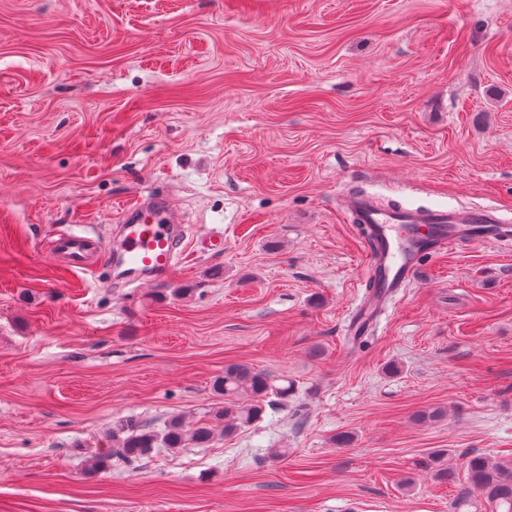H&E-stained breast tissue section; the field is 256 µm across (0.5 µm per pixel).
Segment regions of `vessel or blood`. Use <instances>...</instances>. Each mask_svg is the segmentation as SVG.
Masks as SVG:
<instances>
[{
	"label": "vessel or blood",
	"mask_w": 512,
	"mask_h": 512,
	"mask_svg": "<svg viewBox=\"0 0 512 512\" xmlns=\"http://www.w3.org/2000/svg\"><path fill=\"white\" fill-rule=\"evenodd\" d=\"M346 207L367 230L366 280L371 285L369 300L358 306L349 321L348 331L355 336L372 332L387 303L412 283L423 257L462 244L512 247V221L499 218L494 208L487 206L384 208L372 195L357 194L347 200ZM119 221L122 240L118 251L103 248L80 229L55 239L51 260L74 271L106 265L134 287L174 271L184 239L166 199L141 197L121 208Z\"/></svg>",
	"instance_id": "obj_1"
}]
</instances>
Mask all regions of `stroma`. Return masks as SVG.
<instances>
[{
  "label": "stroma",
  "mask_w": 512,
  "mask_h": 512,
  "mask_svg": "<svg viewBox=\"0 0 512 512\" xmlns=\"http://www.w3.org/2000/svg\"><path fill=\"white\" fill-rule=\"evenodd\" d=\"M360 187L512 218V0H0V512H455L467 457H512V251L424 258L349 345ZM151 193L190 243L168 277L48 261ZM230 363L297 393L93 468L122 421L206 419Z\"/></svg>",
  "instance_id": "35a3bbf8"
}]
</instances>
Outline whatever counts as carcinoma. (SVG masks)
Returning a JSON list of instances; mask_svg holds the SVG:
<instances>
[{"label": "carcinoma", "mask_w": 512, "mask_h": 512, "mask_svg": "<svg viewBox=\"0 0 512 512\" xmlns=\"http://www.w3.org/2000/svg\"><path fill=\"white\" fill-rule=\"evenodd\" d=\"M213 388L224 395V405L214 408L208 421L189 426L180 418H172L159 429L133 421L119 423L112 428V447L101 453L98 465L103 468L112 460L118 465L134 466L152 458L159 448H205L217 434L229 436L260 420L266 409L292 395L295 384L247 364H230L215 379ZM446 456L448 450L444 449L430 458L434 477L442 483L454 480ZM465 469L466 487L456 498V508L479 503L487 505L488 512H512V458L496 460L472 455Z\"/></svg>", "instance_id": "cac0c4a2"}]
</instances>
